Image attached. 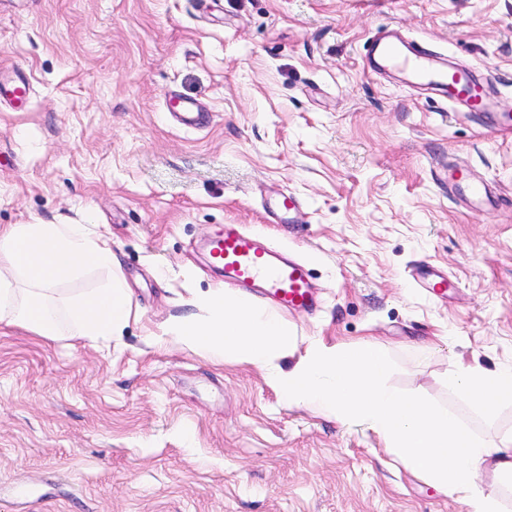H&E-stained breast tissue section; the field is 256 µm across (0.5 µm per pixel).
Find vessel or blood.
<instances>
[{"mask_svg":"<svg viewBox=\"0 0 512 512\" xmlns=\"http://www.w3.org/2000/svg\"><path fill=\"white\" fill-rule=\"evenodd\" d=\"M371 55L402 69L422 84L439 87L449 103L482 113L501 133H512V114L491 111L487 98L471 96L475 79L467 73L436 69L433 55L425 48L403 50L389 37L375 38ZM299 203L281 195L266 204L268 214L279 224L295 220ZM210 256L224 273L225 282L242 288H256L281 309L305 312L316 306L308 266L301 261L281 260L264 247L262 240L239 225L228 224L210 242Z\"/></svg>","mask_w":512,"mask_h":512,"instance_id":"b4317fda","label":"vessel or blood"}]
</instances>
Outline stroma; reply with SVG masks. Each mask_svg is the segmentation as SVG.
<instances>
[{"label":"stroma","mask_w":512,"mask_h":512,"mask_svg":"<svg viewBox=\"0 0 512 512\" xmlns=\"http://www.w3.org/2000/svg\"><path fill=\"white\" fill-rule=\"evenodd\" d=\"M383 28L482 78L512 113V0H0V226L86 224L117 265L122 335L90 345L0 322V512H465L366 425L285 402L267 369L211 363L166 325L225 284L206 243L227 224L309 264L316 311L295 346L389 351L388 387L512 435L450 392L455 362L512 365V134L399 71L373 72ZM184 97L207 117L181 125ZM483 179L473 205L451 171ZM294 195L291 224L266 199ZM447 276L437 295L420 267ZM445 343L429 347L435 335Z\"/></svg>","instance_id":"1"}]
</instances>
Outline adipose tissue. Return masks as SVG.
Segmentation results:
<instances>
[{
	"label": "adipose tissue",
	"instance_id": "obj_1",
	"mask_svg": "<svg viewBox=\"0 0 512 512\" xmlns=\"http://www.w3.org/2000/svg\"><path fill=\"white\" fill-rule=\"evenodd\" d=\"M108 239L91 237L82 224H10L0 227V321L38 336H72L94 343L120 335L131 302L119 279L98 291L64 295L57 283L78 276L86 265L108 269ZM199 314L176 318L168 334L215 364L233 360L266 367L291 347L287 325L274 313L213 288L198 299ZM390 369L385 349L372 341L310 343L289 370L270 381L288 403L341 423H365L407 469L461 497L467 512H502L501 487L512 484V435L476 437L456 417L412 394L383 384ZM446 384L486 414L512 402V366L485 369L458 365ZM495 476L486 490L481 472Z\"/></svg>",
	"mask_w": 512,
	"mask_h": 512
}]
</instances>
